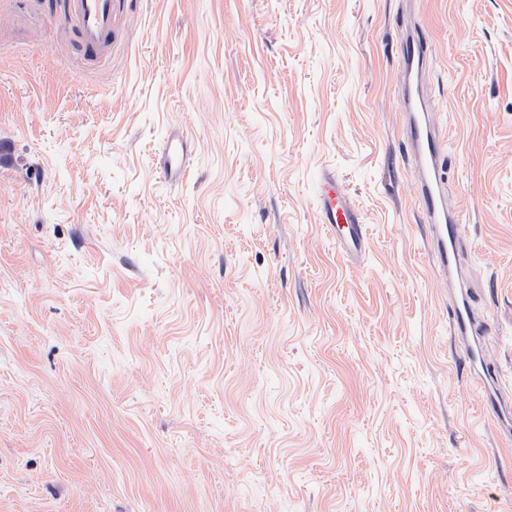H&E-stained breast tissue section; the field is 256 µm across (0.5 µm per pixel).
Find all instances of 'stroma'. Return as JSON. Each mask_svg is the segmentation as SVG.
Masks as SVG:
<instances>
[{"instance_id":"obj_1","label":"stroma","mask_w":512,"mask_h":512,"mask_svg":"<svg viewBox=\"0 0 512 512\" xmlns=\"http://www.w3.org/2000/svg\"><path fill=\"white\" fill-rule=\"evenodd\" d=\"M57 2L0 0V512H512L398 87L409 12L512 395V0H116L97 62ZM187 142L183 135L174 134L165 142L158 167L166 180H182L187 172ZM314 196L320 223L333 236L338 250L351 262L359 259L367 249L363 215L335 173L330 170L319 173L314 184Z\"/></svg>"}]
</instances>
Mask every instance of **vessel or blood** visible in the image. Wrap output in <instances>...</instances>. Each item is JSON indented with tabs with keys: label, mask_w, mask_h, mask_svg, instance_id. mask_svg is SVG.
<instances>
[{
	"label": "vessel or blood",
	"mask_w": 512,
	"mask_h": 512,
	"mask_svg": "<svg viewBox=\"0 0 512 512\" xmlns=\"http://www.w3.org/2000/svg\"><path fill=\"white\" fill-rule=\"evenodd\" d=\"M115 0H63L64 21L79 36L92 56L106 54L112 35ZM404 67L400 74L404 108V133L409 157L415 169L418 198L429 224L430 252L436 268L448 281L449 331L467 348V357L480 379L482 404L492 409L503 436H512V398L498 388L495 373L483 362L480 336L482 321L471 304V289L460 261L464 226L448 198L444 163L448 133L433 119L427 73L430 46L422 27L409 26L400 41ZM187 142L183 135L168 138L158 167L165 179L180 180L187 172ZM320 222L349 260H357L367 249L363 215L352 197L342 188L335 173L321 171L314 184Z\"/></svg>",
	"instance_id": "vessel-or-blood-1"
}]
</instances>
